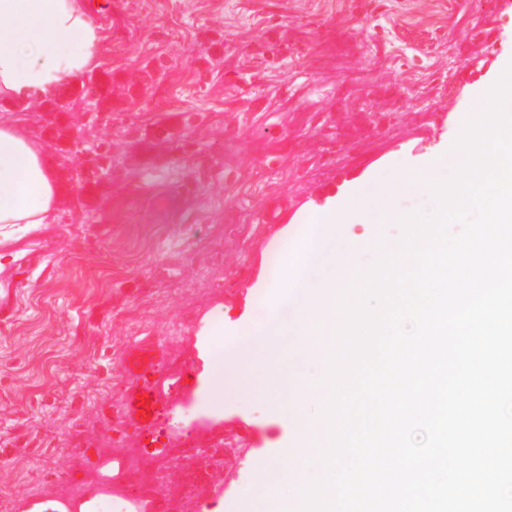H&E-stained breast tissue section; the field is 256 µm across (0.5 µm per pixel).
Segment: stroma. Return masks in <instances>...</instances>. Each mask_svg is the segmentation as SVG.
I'll list each match as a JSON object with an SVG mask.
<instances>
[{"instance_id":"35a3bbf8","label":"stroma","mask_w":512,"mask_h":512,"mask_svg":"<svg viewBox=\"0 0 512 512\" xmlns=\"http://www.w3.org/2000/svg\"><path fill=\"white\" fill-rule=\"evenodd\" d=\"M106 2L98 69L28 113L61 207L24 240L34 263L0 258L18 290L0 326V512L20 492L74 491L101 455L137 452L119 425L121 358L145 337L165 346L168 372L188 368L189 387L158 420L166 456L127 491L179 512H272L251 474L288 447L300 360L273 338L265 394L222 400L216 416L204 347L270 314L258 282L294 287L289 212L447 151L466 87L512 58V0ZM91 149L110 151L111 176L82 175ZM219 440L226 465L192 480L188 449Z\"/></svg>"}]
</instances>
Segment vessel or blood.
Listing matches in <instances>:
<instances>
[{"label":"vessel or blood","instance_id":"obj_1","mask_svg":"<svg viewBox=\"0 0 512 512\" xmlns=\"http://www.w3.org/2000/svg\"><path fill=\"white\" fill-rule=\"evenodd\" d=\"M168 358L160 342L145 338L127 348L121 365L131 384L121 397L120 422L145 435H153L156 421L168 405L163 371ZM97 477L77 490L46 501L32 493L15 495L8 512H101L103 503L118 498L123 512H176L174 504L156 495H128L124 492L130 471L123 456L99 458Z\"/></svg>","mask_w":512,"mask_h":512}]
</instances>
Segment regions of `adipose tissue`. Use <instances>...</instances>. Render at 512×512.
Returning <instances> with one entry per match:
<instances>
[{"instance_id": "obj_1", "label": "adipose tissue", "mask_w": 512, "mask_h": 512, "mask_svg": "<svg viewBox=\"0 0 512 512\" xmlns=\"http://www.w3.org/2000/svg\"><path fill=\"white\" fill-rule=\"evenodd\" d=\"M103 35L87 0H0V252L53 223L59 183L20 112L100 64Z\"/></svg>"}]
</instances>
